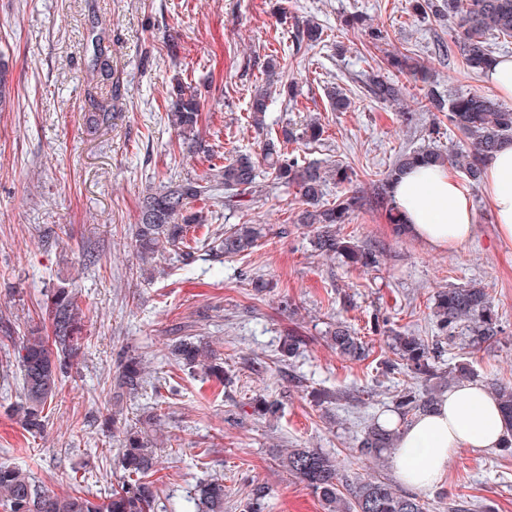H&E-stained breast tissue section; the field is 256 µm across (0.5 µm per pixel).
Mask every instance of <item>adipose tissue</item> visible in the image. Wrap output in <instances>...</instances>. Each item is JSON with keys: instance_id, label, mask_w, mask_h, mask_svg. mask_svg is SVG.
Masks as SVG:
<instances>
[{"instance_id": "1", "label": "adipose tissue", "mask_w": 512, "mask_h": 512, "mask_svg": "<svg viewBox=\"0 0 512 512\" xmlns=\"http://www.w3.org/2000/svg\"><path fill=\"white\" fill-rule=\"evenodd\" d=\"M484 186L497 216L501 239L512 242V141L501 144L484 173ZM394 199L407 234L429 246L452 250L474 232L468 191L445 167L421 165L394 186ZM380 422L399 431L395 468L402 482L417 489L438 485L450 459L464 448H497L506 426L500 406L481 384L464 382L445 391L434 409L399 426L396 414Z\"/></svg>"}]
</instances>
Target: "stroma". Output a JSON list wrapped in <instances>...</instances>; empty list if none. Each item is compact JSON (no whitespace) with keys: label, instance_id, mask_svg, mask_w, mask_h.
<instances>
[{"label":"stroma","instance_id":"1","mask_svg":"<svg viewBox=\"0 0 512 512\" xmlns=\"http://www.w3.org/2000/svg\"><path fill=\"white\" fill-rule=\"evenodd\" d=\"M354 12L386 40L375 44L343 27L342 16ZM309 20L323 25L324 42L293 49L296 26ZM98 24L110 31L107 77L92 67ZM449 36L413 15L408 0H0V51L13 60L14 92L11 111L0 112V463L27 471L50 493L70 491L86 475L99 492L119 477L118 441L103 429L107 409L132 420L155 404L157 512H172L203 480L238 474L268 487L266 512H324L280 466L277 453L287 448H319L347 478L400 485L394 467L360 461L355 448L407 381L406 373H383L392 352L373 321L430 335L435 292L471 281L486 288L502 328L473 357V380L512 381V243L499 239L484 187L469 189L475 235L454 250L395 235L382 210L355 214L344 233L376 251L378 264L368 269L312 253L292 188L256 195L213 223L216 231L243 222L267 228L258 248L224 264L186 268L168 255L145 265L132 242L146 192L171 174L202 170L196 150H171L178 136L166 112L177 86L201 97L200 128L218 133L225 155L257 153L267 130L248 123L249 99L265 80L266 56L282 51L300 92L290 103L273 100L267 129L319 117L324 139L300 148L302 160L350 166L355 189L369 197L400 154L431 141L446 151L462 146L423 107V85L411 74H389L404 87L402 104L373 100L366 80L374 62L402 53L430 69L442 93L491 90L458 51L435 52L436 38ZM331 86L347 93L351 109H331ZM103 99L112 102V126L89 133L83 115ZM253 275L269 280L270 292L255 294ZM72 281L84 315L82 352L35 438L7 413L19 396L16 348L42 327L47 291ZM337 321L365 337V361L349 362L327 345ZM291 332L306 347L286 366L278 350ZM182 335L210 341L224 362L223 383L169 360L171 339ZM122 349L141 355L149 375L143 396L116 402L112 372ZM320 391L341 398L320 405ZM260 395L281 401L278 417L253 413L249 400ZM419 496L429 512H448L454 501L512 512V450L460 451L444 482Z\"/></svg>","mask_w":512,"mask_h":512}]
</instances>
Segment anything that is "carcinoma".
<instances>
[{
	"mask_svg": "<svg viewBox=\"0 0 512 512\" xmlns=\"http://www.w3.org/2000/svg\"><path fill=\"white\" fill-rule=\"evenodd\" d=\"M415 15L451 24L453 44L463 63L473 73L486 72L496 61L495 41L512 39V0H410ZM343 25L364 30L369 39L381 41L383 31L367 23L361 14H350ZM323 29L308 22L294 36L296 48L314 47L322 42ZM105 32H92L94 66L101 71L111 69L104 47ZM387 66L398 72L410 70L428 86L426 107L448 119V128L458 132L465 149L444 154L434 148H420L402 155L377 181L374 189L375 207L387 212L389 223L401 231L402 221L392 195V184L407 170L420 164L455 166L468 180L482 181L485 167L501 143L512 139V107L477 92L441 94L424 67L410 62V57L390 55ZM13 65L0 53V112L12 103L11 83ZM268 86L256 90L249 102L251 125L262 128L270 85L282 83L288 100L298 96L288 72L281 67L278 56L271 55L264 67ZM372 97L380 102H398L402 87L379 72L368 83ZM203 104L194 93H181L167 112V119L179 136L178 147L198 143V123ZM90 133L112 125V105H96V111L84 114ZM324 129L319 118L313 117L298 128H285L265 141L262 160L248 152L239 151L224 158L213 149L205 150L207 168L194 177H169L160 187L143 199L135 224V245L140 258H156L175 248L183 266L195 260V247L187 242L188 232L195 226L210 223L209 215L224 209L237 210L247 198L256 194L266 173L271 176L270 187L295 186L304 208L296 223L313 229L312 251L319 256H342L361 267H374L377 255L368 248L354 246L342 234L343 225L351 215L361 210L365 201L354 192H346L331 203L321 199L327 186L326 170L318 163L299 159L288 146L302 142L317 144ZM196 201L208 203L206 210H192ZM261 238V229L254 224H232L224 228L216 245L210 248L215 257L232 259L250 253ZM75 284L58 286L47 295L46 313L51 333L44 336L33 332L23 339L17 349V369L20 378V399L12 406L11 417L26 433L37 436L44 432L48 413L57 398L63 379L81 351L82 317L76 302ZM437 336L427 339L412 333L390 337L397 361L387 364L393 370L402 365L413 379L444 381L468 379L471 370L464 364L441 372L439 362L444 343L463 331L468 332V345L474 349L490 346L501 333L499 317L490 302L485 287L477 283L443 288L436 293L431 307ZM325 338L330 347L350 361H362L369 347L360 336L343 322L329 326ZM303 337H285L279 362H290L299 356ZM169 354L175 364L200 371L206 377L224 381V369L215 363L211 346L187 336L170 345ZM146 364L141 356L123 352L112 374V383L122 395L135 397L145 383ZM497 396L504 417L512 426V382L498 380L488 383ZM437 403L434 389L419 390L408 383L393 398L394 412L402 423L429 411ZM156 415L144 417V426L124 427L118 454L122 474L117 485L98 498L90 491L75 489L64 495L43 492L30 474L7 463H0V512H154L158 489L151 477L156 466L154 442L148 427ZM398 432L374 422L364 428L357 438V452L376 464L385 463L395 451ZM288 473L298 479L324 504L326 512H428L419 497L393 488L389 480L380 477L357 478L344 484L333 458L318 448H290L281 457ZM348 487V493L342 488ZM267 488L255 486L240 500L239 512H263ZM193 506L182 512H224V479L213 478L197 486Z\"/></svg>",
	"mask_w": 512,
	"mask_h": 512,
	"instance_id": "obj_1",
	"label": "carcinoma"
}]
</instances>
